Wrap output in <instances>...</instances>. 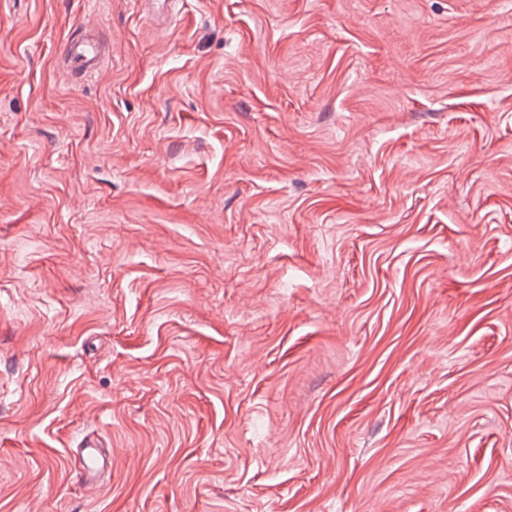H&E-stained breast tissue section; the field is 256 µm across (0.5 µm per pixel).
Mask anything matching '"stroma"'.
<instances>
[{"instance_id": "35a3bbf8", "label": "stroma", "mask_w": 512, "mask_h": 512, "mask_svg": "<svg viewBox=\"0 0 512 512\" xmlns=\"http://www.w3.org/2000/svg\"><path fill=\"white\" fill-rule=\"evenodd\" d=\"M0 512H512V0H0ZM104 53L99 40L87 28L76 29L65 41L62 58L66 67L79 75H92L102 68ZM74 467L86 490H97L99 477L105 472H112V453L100 448L96 440L88 438L82 448L74 451Z\"/></svg>"}]
</instances>
